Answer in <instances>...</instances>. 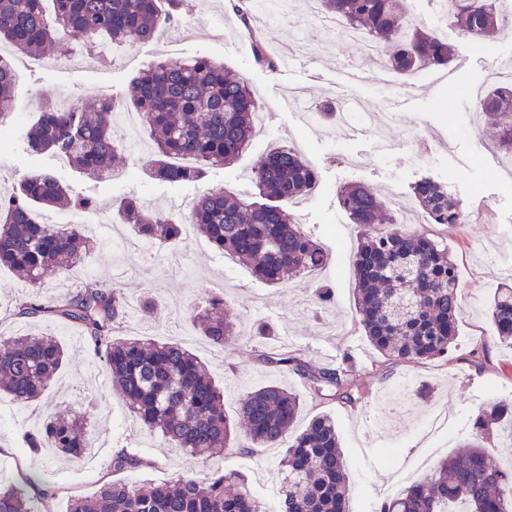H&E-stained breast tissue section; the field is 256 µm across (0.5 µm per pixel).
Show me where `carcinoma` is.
<instances>
[{"mask_svg": "<svg viewBox=\"0 0 512 512\" xmlns=\"http://www.w3.org/2000/svg\"><path fill=\"white\" fill-rule=\"evenodd\" d=\"M0 0V40L27 56L47 44L65 47L109 43L142 45L178 17L179 0L163 14L157 0ZM321 13L337 16L363 31L381 47L393 46L384 66L403 75L422 67L442 66L455 57L454 46L432 31L407 29L402 19L407 0H316ZM503 0H446L448 23L481 51L504 26ZM243 30L256 56L267 62L263 34L241 13ZM131 104L142 115L154 145L146 162L150 176L169 183H198L210 168L232 165L252 139L261 106L246 79L207 57L151 63L135 80ZM13 72L0 60V123L16 109ZM479 111L495 122L497 146L512 161V83L481 93ZM37 154L60 155L91 177L110 172L118 150L111 103L62 111L47 105L27 132ZM316 170L290 148L270 152L251 171V182L264 202L212 189L185 214L151 212L135 197L116 204L115 216L139 236L169 247L182 240L190 224L212 247L249 268L268 284H279L323 267L326 250L297 223L290 205L312 191ZM415 208L433 224L455 227L464 221L460 202L447 186L423 177L411 186ZM340 207L364 228L357 244L354 277L359 324L372 346L392 364H418L443 358L459 335L460 280L448 247L429 235L390 219L381 195L351 184L337 191ZM66 204L76 211L94 208L74 197L53 175L25 178L0 194V266L10 268L32 287L45 277L81 264L94 243L78 226L62 228L36 221L33 205ZM127 301L120 289L88 283L54 306L29 294L11 304L17 317L52 315L80 326L94 355L105 365L138 419L174 448L187 454H222L227 448H283V474L276 512H349V479L340 438L330 416H315L306 429L292 433L300 410L297 394L269 383L248 390L238 402V422L224 412V390L200 360L178 342L117 339L115 329ZM489 317L501 343L512 347V285L497 289ZM213 346L239 342L236 324L224 318V299L191 315ZM264 364L290 370L309 385L313 398L355 403V367H312L298 356L263 350ZM65 359L54 336H19L0 341V393L20 405L39 401ZM512 418V403L498 401L481 410L475 436L465 451L440 460L423 479L386 499L380 512H512V467L502 466L486 445L487 437ZM91 442L86 424L55 417L42 429L26 431L21 447L45 446L80 457ZM146 461L124 450L112 458L116 471ZM0 512H37L23 490L0 487ZM68 512H266L263 503L233 470L211 471L199 478L179 477L163 484L104 480L91 496L71 499Z\"/></svg>", "mask_w": 512, "mask_h": 512, "instance_id": "carcinoma-1", "label": "carcinoma"}]
</instances>
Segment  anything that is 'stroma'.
<instances>
[{
    "label": "stroma",
    "mask_w": 512,
    "mask_h": 512,
    "mask_svg": "<svg viewBox=\"0 0 512 512\" xmlns=\"http://www.w3.org/2000/svg\"><path fill=\"white\" fill-rule=\"evenodd\" d=\"M235 0H210L202 13L200 0H181L180 17L186 28L173 38L138 46L113 44L106 57L86 56L82 66L66 63L69 51L52 47L32 67L20 68L17 96L28 89L39 93L37 104L27 108L24 121L32 123L43 106L61 95L87 105L108 98L127 104L131 84L140 71L156 60H190L208 57L247 79L265 112L257 131L235 164L210 169L205 181L171 184L149 178L144 158L152 154V142L135 127L136 147L120 143L114 162L115 178H92L50 153H32L24 136L15 137L0 151V189L12 191L27 176L53 174L72 194L91 198L90 214L36 207V215L50 214L66 225L91 221L97 225L96 250L69 274L47 281L43 304L75 293L84 283L117 287L132 309L118 329L123 338L177 341L188 346L207 365L212 377L226 387L224 409L237 413L244 391L274 382L301 399L293 426L302 431L313 416L325 413L340 432L341 449L351 484L349 512H379L382 501L402 492L390 478L394 467L411 465L423 456L431 462L456 452L474 436L479 411L494 401L512 399V347L501 345L488 315L489 302L506 278L490 265V257L512 259V166L501 158L488 121L470 110L463 90L485 87V75L496 58L512 53V30L497 34L486 51H472L469 42L449 24L436 0H409L407 26L436 30L456 46V63L425 68L411 74L408 86L378 84L379 61H366L367 81L351 88L360 101L396 112L389 133V148L377 136L348 138L339 122L322 120L304 125L297 115L294 96L305 95L311 109L327 99L337 100L336 84L357 47L322 29L306 7L294 6L283 18L265 23L267 47L279 66L275 72L261 68L251 45L238 27L232 11ZM313 58L314 68L297 65V56ZM411 129H427L441 139V146L425 151L407 140ZM289 146L298 150L318 172V180L303 201L296 218L301 229L328 252L326 267L281 285L257 279L249 269L227 255L212 250L209 242L194 234L175 247H153L149 261H136L131 244L137 239L129 226H117L112 205L135 196L151 211L187 212L204 192L221 188L252 197L257 193L248 175L270 151ZM429 176L446 183L464 211H478L480 222L448 228L429 225L456 261L461 284L460 346L445 360L419 365H392L383 361L364 336L355 309L354 250L362 232L350 222L337 202L340 186L368 185L389 199L393 207L409 205L411 186ZM223 283L226 312L237 325L238 344L220 349L201 336L188 317L192 307L212 296V286ZM330 283L334 299L328 308L315 311L312 288ZM157 305L155 316L139 305L145 297ZM274 330L265 345L287 351L313 367L337 365L351 357L356 368L361 398L345 404L335 399L311 398L306 380L290 371L265 365L252 353L259 324ZM47 332L60 340L69 357L50 382L41 402L23 407L0 398V484H23L27 475L39 485L53 487L50 496H39V485L28 487L36 496L38 512H67L70 500L90 496L101 480L128 483H163L180 476H199L211 470H235L245 475L252 492L268 512L277 502L267 475L276 474L283 455L279 448H256L243 453L226 449L221 455H183L151 432L130 412L123 397L112 389L110 377L94 357L80 327L45 317L22 320L0 312V336L14 337ZM483 349L471 358L472 349ZM447 409V428L432 431L430 407ZM73 411L83 417L90 432L108 437L95 462L64 458L45 449L24 452L22 431L39 428L51 416ZM125 450L144 456L145 467L113 472L112 457Z\"/></svg>",
    "instance_id": "1"
}]
</instances>
